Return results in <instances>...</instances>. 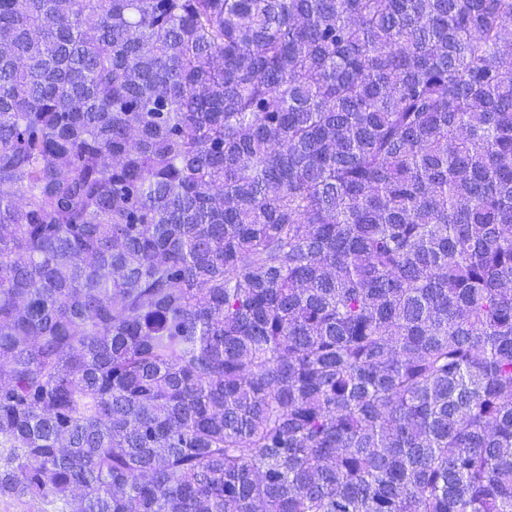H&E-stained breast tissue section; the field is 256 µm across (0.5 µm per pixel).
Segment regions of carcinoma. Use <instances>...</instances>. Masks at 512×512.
Listing matches in <instances>:
<instances>
[{
    "label": "carcinoma",
    "instance_id": "obj_1",
    "mask_svg": "<svg viewBox=\"0 0 512 512\" xmlns=\"http://www.w3.org/2000/svg\"><path fill=\"white\" fill-rule=\"evenodd\" d=\"M0 498L512 512V0H0Z\"/></svg>",
    "mask_w": 512,
    "mask_h": 512
}]
</instances>
